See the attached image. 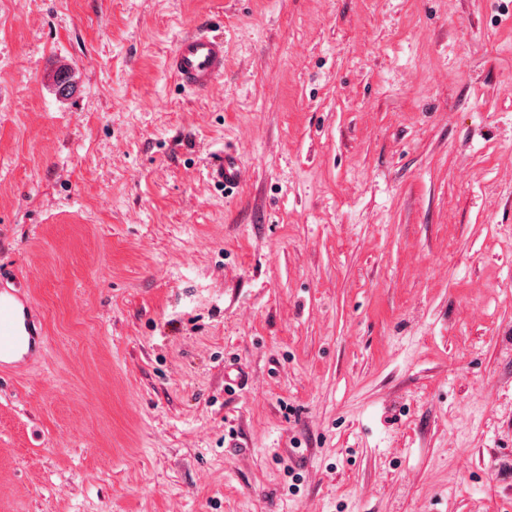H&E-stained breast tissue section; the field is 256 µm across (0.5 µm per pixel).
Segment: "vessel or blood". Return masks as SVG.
I'll return each mask as SVG.
<instances>
[{"instance_id": "obj_1", "label": "vessel or blood", "mask_w": 512, "mask_h": 512, "mask_svg": "<svg viewBox=\"0 0 512 512\" xmlns=\"http://www.w3.org/2000/svg\"><path fill=\"white\" fill-rule=\"evenodd\" d=\"M167 69L183 87L204 92L224 75V36L197 31L180 37L166 59ZM215 184L231 189L241 182V162L228 151L208 170ZM22 284L0 289V367H14L19 353H40L44 338L38 328L31 303Z\"/></svg>"}]
</instances>
